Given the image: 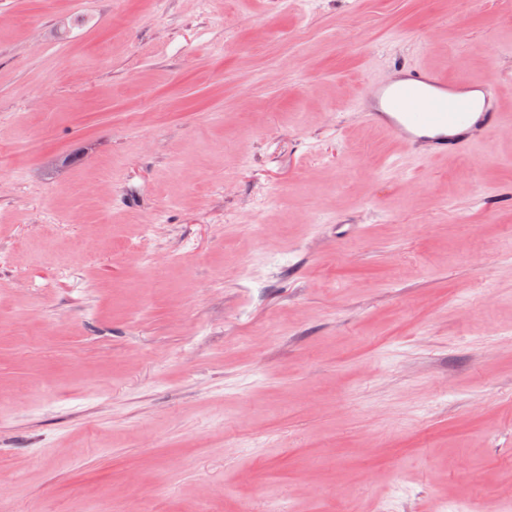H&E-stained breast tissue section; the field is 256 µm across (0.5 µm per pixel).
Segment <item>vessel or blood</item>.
I'll list each match as a JSON object with an SVG mask.
<instances>
[{
	"label": "vessel or blood",
	"instance_id": "1",
	"mask_svg": "<svg viewBox=\"0 0 512 512\" xmlns=\"http://www.w3.org/2000/svg\"><path fill=\"white\" fill-rule=\"evenodd\" d=\"M354 108L423 161L473 150L493 131L512 130L497 80L451 81L418 62L391 65L382 78L367 82Z\"/></svg>",
	"mask_w": 512,
	"mask_h": 512
}]
</instances>
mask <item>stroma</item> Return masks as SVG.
I'll list each match as a JSON object with an SVG mask.
<instances>
[{"instance_id": "35a3bbf8", "label": "stroma", "mask_w": 512, "mask_h": 512, "mask_svg": "<svg viewBox=\"0 0 512 512\" xmlns=\"http://www.w3.org/2000/svg\"><path fill=\"white\" fill-rule=\"evenodd\" d=\"M0 9V512H512V137L420 164L352 112L411 60L512 113V0Z\"/></svg>"}]
</instances>
